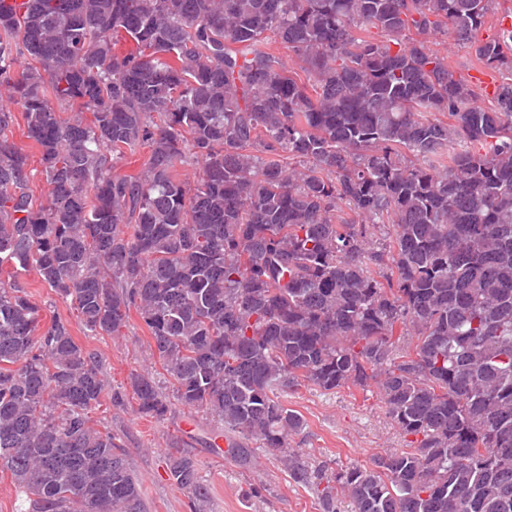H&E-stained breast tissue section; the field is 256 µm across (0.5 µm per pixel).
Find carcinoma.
Returning <instances> with one entry per match:
<instances>
[{"label": "carcinoma", "instance_id": "1", "mask_svg": "<svg viewBox=\"0 0 512 512\" xmlns=\"http://www.w3.org/2000/svg\"><path fill=\"white\" fill-rule=\"evenodd\" d=\"M492 2L0 0V85L49 187L35 204L0 103V265L35 270L95 336L135 310L175 400L218 418L239 466L255 442L325 483L323 512L340 495L352 512H512V81L483 109L426 45L440 32L512 72V29L476 38ZM141 146L140 174H112ZM189 159L192 183L174 174ZM370 380L406 449L306 469L288 450L305 421L281 395ZM130 388L166 418L153 377ZM105 391L68 322L40 327L25 287L1 285L0 472L24 512H144L90 417ZM166 468L200 512L195 461ZM268 47L269 51L273 53L278 59H280L282 65H284L287 69L291 68L294 72H297V78L300 79L302 83H306L307 85L312 83V79L310 82H308V74L301 70L300 64L297 61L294 53L288 49L287 45L283 44L280 40L272 39L269 41Z\"/></svg>", "mask_w": 512, "mask_h": 512}]
</instances>
